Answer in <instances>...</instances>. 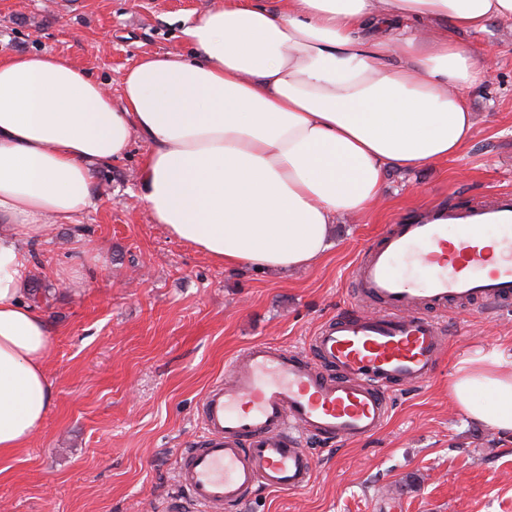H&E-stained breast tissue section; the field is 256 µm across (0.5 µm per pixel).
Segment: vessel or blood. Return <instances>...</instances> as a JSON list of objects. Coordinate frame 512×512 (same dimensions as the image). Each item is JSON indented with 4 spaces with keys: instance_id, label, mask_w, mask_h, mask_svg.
<instances>
[{
    "instance_id": "obj_1",
    "label": "vessel or blood",
    "mask_w": 512,
    "mask_h": 512,
    "mask_svg": "<svg viewBox=\"0 0 512 512\" xmlns=\"http://www.w3.org/2000/svg\"><path fill=\"white\" fill-rule=\"evenodd\" d=\"M352 283L372 310L323 323L304 354L254 343L208 389L201 437L178 458L188 496L169 512H239L256 486L302 489L313 474L306 440L378 433L390 392L431 379L447 347L435 305L476 300L493 311L512 301V198L388 225Z\"/></svg>"
}]
</instances>
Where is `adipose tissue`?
I'll return each instance as SVG.
<instances>
[{
    "mask_svg": "<svg viewBox=\"0 0 512 512\" xmlns=\"http://www.w3.org/2000/svg\"><path fill=\"white\" fill-rule=\"evenodd\" d=\"M426 21L512 24V0H220L183 28L190 56H141L116 95L65 56L0 58L1 455L26 448L53 398L24 244L94 206L98 169L144 141L140 197L172 238L228 268L316 266L388 168L456 157L472 137L465 92L493 58L426 37ZM448 394L512 433V353L461 359Z\"/></svg>",
    "mask_w": 512,
    "mask_h": 512,
    "instance_id": "1",
    "label": "adipose tissue"
}]
</instances>
